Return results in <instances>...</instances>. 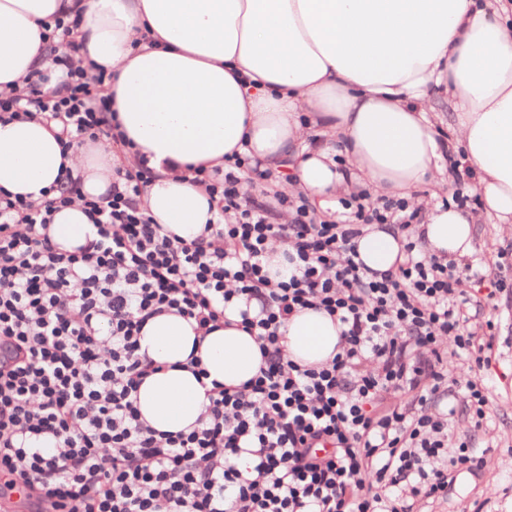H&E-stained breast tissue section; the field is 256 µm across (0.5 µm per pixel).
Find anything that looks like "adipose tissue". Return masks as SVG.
Segmentation results:
<instances>
[{
  "instance_id": "obj_1",
  "label": "adipose tissue",
  "mask_w": 512,
  "mask_h": 512,
  "mask_svg": "<svg viewBox=\"0 0 512 512\" xmlns=\"http://www.w3.org/2000/svg\"><path fill=\"white\" fill-rule=\"evenodd\" d=\"M503 0H0V90L49 61L43 25L81 15L74 34L85 65L103 68L121 133L119 149L86 143L62 152L59 127L0 122V189L38 201L61 167L90 196L113 170L146 158L153 176L141 203L165 233L199 238L213 214L191 167H227L232 155L271 171L272 189L303 193L334 213L339 192L422 204L423 186L448 184L432 130V90L451 96L456 145L478 176L486 214L512 231V28ZM345 153L338 162L337 153ZM474 215L435 204L421 225L428 251H474ZM80 205L56 212L61 249L85 244ZM401 243L372 226L357 250L390 269ZM228 327L203 340L195 323L166 314L141 332L157 365L137 392L141 417L162 432H188L207 403L204 382L237 386L262 364L255 338ZM291 359L310 366L338 351L340 327L307 309L286 325ZM197 355L206 374L187 369Z\"/></svg>"
}]
</instances>
